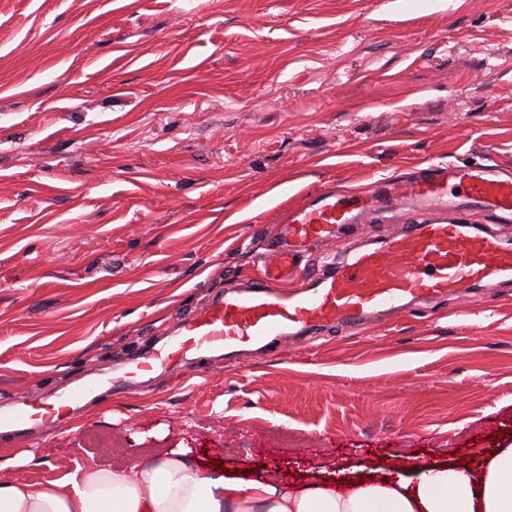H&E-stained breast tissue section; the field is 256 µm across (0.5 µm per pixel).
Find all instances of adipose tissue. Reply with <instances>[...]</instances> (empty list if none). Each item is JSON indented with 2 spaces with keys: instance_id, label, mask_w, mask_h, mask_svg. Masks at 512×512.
Instances as JSON below:
<instances>
[{
  "instance_id": "obj_1",
  "label": "adipose tissue",
  "mask_w": 512,
  "mask_h": 512,
  "mask_svg": "<svg viewBox=\"0 0 512 512\" xmlns=\"http://www.w3.org/2000/svg\"><path fill=\"white\" fill-rule=\"evenodd\" d=\"M413 477L273 481L204 474L185 451L132 470L88 467L66 483L0 482V512H512V446L475 467L418 465Z\"/></svg>"
}]
</instances>
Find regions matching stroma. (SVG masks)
<instances>
[{
    "mask_svg": "<svg viewBox=\"0 0 512 512\" xmlns=\"http://www.w3.org/2000/svg\"><path fill=\"white\" fill-rule=\"evenodd\" d=\"M431 163L512 168V0H0V402L138 356L327 185ZM499 442L512 288L481 284L1 431L0 482L169 448L206 473L407 474Z\"/></svg>",
    "mask_w": 512,
    "mask_h": 512,
    "instance_id": "1",
    "label": "stroma"
}]
</instances>
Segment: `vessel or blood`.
<instances>
[{"mask_svg": "<svg viewBox=\"0 0 512 512\" xmlns=\"http://www.w3.org/2000/svg\"><path fill=\"white\" fill-rule=\"evenodd\" d=\"M452 180L463 190L455 199L448 195ZM382 199L403 205V222L385 243L320 273H300L298 262L311 245L335 241L342 226L361 223ZM470 208L512 214V175L496 165L433 164L412 176L382 179L368 191L332 187L310 196L278 224L255 283L203 305L109 382L122 392L151 380L156 371L206 354L219 361L242 352L259 354L327 323L362 325L413 302L512 281V248L449 221V210ZM95 390L91 382L37 407L0 410V426L26 430L35 418L76 409Z\"/></svg>", "mask_w": 512, "mask_h": 512, "instance_id": "obj_1", "label": "vessel or blood"}]
</instances>
